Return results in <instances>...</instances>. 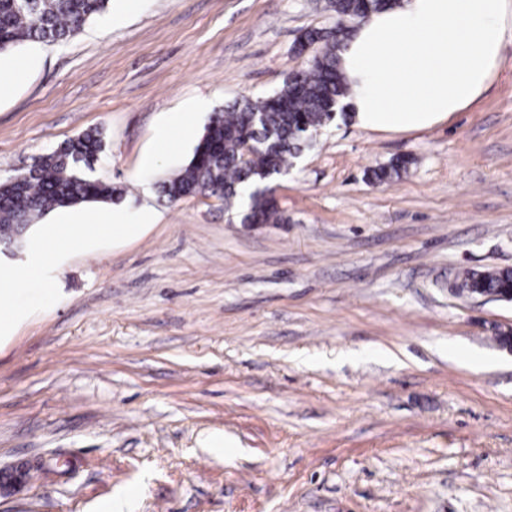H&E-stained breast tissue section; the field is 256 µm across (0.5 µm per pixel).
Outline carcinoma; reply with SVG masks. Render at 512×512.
Returning <instances> with one entry per match:
<instances>
[{
    "label": "carcinoma",
    "mask_w": 512,
    "mask_h": 512,
    "mask_svg": "<svg viewBox=\"0 0 512 512\" xmlns=\"http://www.w3.org/2000/svg\"><path fill=\"white\" fill-rule=\"evenodd\" d=\"M110 0H0V51L21 41L62 42L75 35ZM398 0H330L336 28L305 32L300 46L322 44L311 66L287 77L268 97L243 96L212 118L186 165L164 179L161 193L170 202L198 194L224 200L227 209L248 193L241 221L279 224L283 215L264 184L288 173L293 160L312 146L322 128L345 116L347 89L337 72L336 51L350 35L343 20L392 7ZM249 142L253 153L241 161ZM103 148L101 133L91 130L41 156L25 173L0 181V227L9 230L20 215L33 222L57 208L112 200L117 189L82 175ZM406 161L373 170L377 182L400 176ZM461 296L484 293L512 301V269L468 271L455 283Z\"/></svg>",
    "instance_id": "1"
}]
</instances>
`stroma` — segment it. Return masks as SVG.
Returning a JSON list of instances; mask_svg holds the SVG:
<instances>
[{
	"label": "stroma",
	"instance_id": "stroma-1",
	"mask_svg": "<svg viewBox=\"0 0 512 512\" xmlns=\"http://www.w3.org/2000/svg\"><path fill=\"white\" fill-rule=\"evenodd\" d=\"M328 0H110L61 43L0 55V181L101 131L102 231L14 289L0 469L53 463L0 512H512V302L455 296L512 269V41L488 91L410 133L321 130L245 224L160 182L214 113L306 67ZM398 158L401 176L373 181ZM93 223L97 224V229H108L112 231V236H133L138 230L140 224H148L151 217L147 214L141 216L140 223L132 224L128 219L116 209H101L90 216Z\"/></svg>",
	"mask_w": 512,
	"mask_h": 512
}]
</instances>
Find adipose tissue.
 <instances>
[{"label":"adipose tissue","mask_w":512,"mask_h":512,"mask_svg":"<svg viewBox=\"0 0 512 512\" xmlns=\"http://www.w3.org/2000/svg\"><path fill=\"white\" fill-rule=\"evenodd\" d=\"M512 39V0H400L370 13L339 56L352 122L408 132L469 108Z\"/></svg>","instance_id":"obj_1"}]
</instances>
